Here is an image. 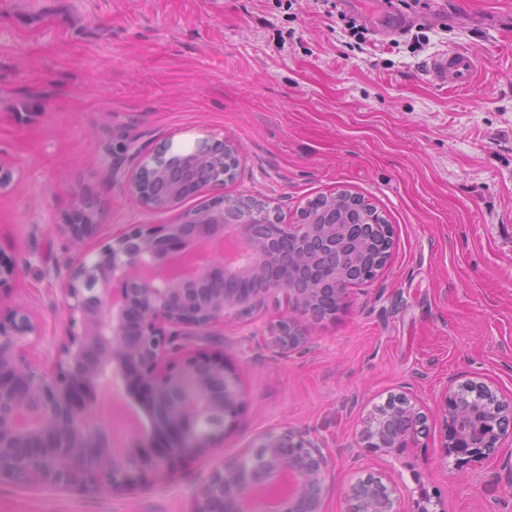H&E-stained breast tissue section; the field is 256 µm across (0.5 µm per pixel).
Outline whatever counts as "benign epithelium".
Wrapping results in <instances>:
<instances>
[{
    "mask_svg": "<svg viewBox=\"0 0 512 512\" xmlns=\"http://www.w3.org/2000/svg\"><path fill=\"white\" fill-rule=\"evenodd\" d=\"M237 148L229 142H199L182 151L168 144L143 157L127 175L130 196L140 206L170 210L224 185L233 177ZM19 168L0 160V194L8 192ZM258 207L247 215L221 195L182 212L175 224L128 225L93 252L84 243L96 235L97 210L87 198L75 202L60 229L78 255L54 267L71 324L52 357H28L40 336L24 306L0 317V483L52 486L88 492L105 488L129 495L179 471L186 462L224 442L245 407L236 368L209 346L224 319L265 309L281 294L289 315L279 343L296 346L299 326L332 320L349 303L350 290L386 265L391 227L367 260L370 240L357 224H375L373 206L347 190L325 195L318 213L299 211L290 224L263 221ZM296 239L284 272L280 238ZM336 295V308L316 313L322 290ZM114 386L134 402L147 423L115 447L98 401ZM487 388L466 380L447 388L441 401L444 457L457 471L490 456L509 431L512 400L488 407L474 401L457 406L461 390ZM393 412L414 418L425 413L400 395ZM389 414L376 407L362 420L359 439L367 448L398 456L415 448L419 436H392ZM220 461L196 490L191 512H322L329 460L304 436L270 430L248 454ZM350 485L348 512H431L430 497L409 505L389 492L382 503Z\"/></svg>",
    "mask_w": 512,
    "mask_h": 512,
    "instance_id": "1",
    "label": "benign epithelium"
}]
</instances>
